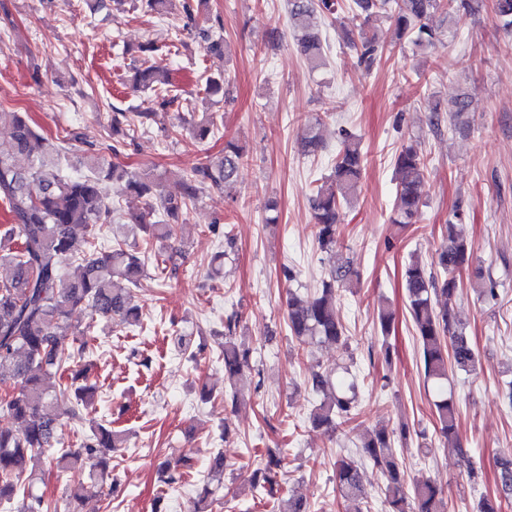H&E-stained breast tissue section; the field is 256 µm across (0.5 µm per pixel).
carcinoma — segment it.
<instances>
[{
	"instance_id": "carcinoma-1",
	"label": "carcinoma",
	"mask_w": 512,
	"mask_h": 512,
	"mask_svg": "<svg viewBox=\"0 0 512 512\" xmlns=\"http://www.w3.org/2000/svg\"><path fill=\"white\" fill-rule=\"evenodd\" d=\"M139 7L153 14L170 13L180 4L189 23L207 0H138ZM471 7V0H353L365 15L358 58L373 66L382 52L375 22L392 23L397 38H410L419 50L437 46L452 34L457 6ZM336 12V0H288V18L295 31L299 54L315 69L324 61V46L318 30L312 27L317 10ZM493 11L502 28L512 32V0H493ZM443 17V25L432 27L425 20L433 14ZM222 22L216 17L202 31L206 51L224 55ZM129 79L133 90L155 95L160 108L179 102L169 95V71L156 64L132 68ZM205 94L215 97L224 93V73L207 76ZM468 96L458 95L448 110V122L458 129L467 124ZM154 112L133 115L112 107L110 126L112 143L105 150L117 156L134 146L141 130L155 120ZM223 125L216 112H204L191 120V134L198 143L214 135ZM0 128L7 130L10 149L0 152V201L9 210L12 224L0 234V260L10 264L11 278L0 283V384L13 392L0 400V411L17 424L15 430H0V506L17 512H56L42 495L33 494L23 475L43 466L87 472L88 482H79L70 497L81 501L93 492L104 475L112 452L125 447L126 434L103 424L95 425L83 447L76 450L55 447V434L64 418L76 416L79 403L86 401L92 387L87 384L85 369L72 372L70 385L57 384L58 371L83 357V349L69 350L61 337L71 328L73 308L85 305L102 317H116L120 323L137 326L138 307L133 304V290L145 272L148 256L122 240H115L112 250L99 253L79 248L76 228L90 237L95 227L112 223L120 214V203L107 199L100 190L102 180L112 181L117 193H127L142 200V207L128 213V223L147 233L160 244L177 234L186 223L189 208L195 205L206 186L234 183L243 162V149L235 142L224 145V154L204 157L183 176L180 191L166 189L161 175L153 167L131 170L119 163H106L102 153L89 155V173L68 175L59 165L66 158L67 145L78 140L71 130L59 138L40 133L18 112H0ZM301 146L314 154L322 147L319 122L303 128ZM366 153L361 138L345 129L340 132V149L333 174L316 187L310 198L320 250L330 256V264L321 288L309 300L298 296L288 301V328L297 340L319 338L325 342L348 345L347 329L341 322L336 301L339 293L359 283L351 266L336 257L340 237V215L356 194ZM396 200L391 223L404 228L416 223L421 206V188L427 174V157L418 144L405 146L395 158ZM463 213L456 211L448 220V242L438 252V266L443 277L417 259L405 265L403 285L407 292L408 311L421 350L425 377L437 389L448 379V371H471L478 363L469 337L458 324L449 304L460 287V273L472 257L473 248L458 226ZM238 314L227 317L221 354L224 380L234 383L250 368L252 351L236 338ZM348 367L337 375L314 372L311 390L319 397L311 413L312 424L332 431L337 426L357 420L356 384L349 378ZM435 432L454 444L458 441L459 411L456 403L444 396L434 403ZM410 436L407 425L389 432L380 428L364 435L362 455L379 469L386 479L385 512H448V500L442 489L428 479L408 482L395 454V444ZM282 455L268 454L264 464L250 476L252 489L277 497L276 512H311L301 498L277 495L278 470ZM498 479L512 492V458L497 460ZM224 455L210 458L208 482L196 501L194 512H210L216 488L222 484ZM336 490L347 504L348 512H369L367 492L362 482L359 461L345 457L336 462Z\"/></svg>"
}]
</instances>
